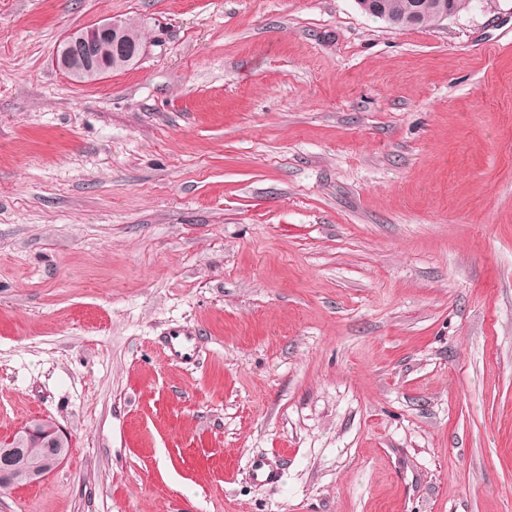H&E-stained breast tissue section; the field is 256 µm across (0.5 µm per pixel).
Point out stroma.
<instances>
[{"mask_svg":"<svg viewBox=\"0 0 512 512\" xmlns=\"http://www.w3.org/2000/svg\"><path fill=\"white\" fill-rule=\"evenodd\" d=\"M128 18L138 63L56 68ZM36 419L70 455L0 512H512V0H0V441ZM384 2L388 15V21L385 19L381 20H384L388 25L392 27L408 28L445 20L440 16H436L432 13V8L430 5L433 2L432 0H385ZM418 5L421 6V20L417 23H406L405 19L407 15ZM113 20L67 35L57 49V66L75 80L104 78L133 62L144 53L141 25L135 19ZM128 25V27H127Z\"/></svg>","mask_w":512,"mask_h":512,"instance_id":"1","label":"stroma"}]
</instances>
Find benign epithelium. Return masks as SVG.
<instances>
[{
    "instance_id": "benign-epithelium-1",
    "label": "benign epithelium",
    "mask_w": 512,
    "mask_h": 512,
    "mask_svg": "<svg viewBox=\"0 0 512 512\" xmlns=\"http://www.w3.org/2000/svg\"><path fill=\"white\" fill-rule=\"evenodd\" d=\"M144 53L143 41L133 39L125 21L113 20L90 29L67 35L57 49V66L75 80L102 78L117 72L140 59ZM14 435L49 439L50 448L43 467L35 472L42 480L55 471L66 459L60 446L69 442L68 437L55 424H48L42 430L28 425L19 427ZM13 438L0 442V486L12 485L19 470L18 459L21 449L10 448Z\"/></svg>"
}]
</instances>
